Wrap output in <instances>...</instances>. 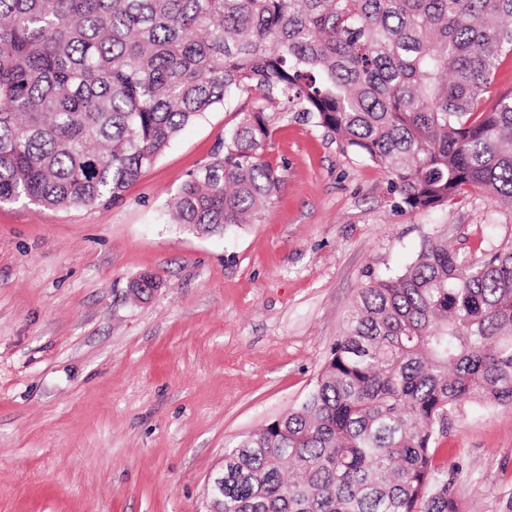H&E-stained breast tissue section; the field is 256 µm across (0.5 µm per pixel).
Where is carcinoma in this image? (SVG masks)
Returning a JSON list of instances; mask_svg holds the SVG:
<instances>
[{
  "mask_svg": "<svg viewBox=\"0 0 512 512\" xmlns=\"http://www.w3.org/2000/svg\"><path fill=\"white\" fill-rule=\"evenodd\" d=\"M508 54L512 0H0V203L115 201L188 123L251 95L171 223L260 220L285 105L412 211L512 202V94L488 101ZM472 403L512 408V243L469 261L430 240L363 288L301 406L224 450L211 509L458 512L435 444Z\"/></svg>",
  "mask_w": 512,
  "mask_h": 512,
  "instance_id": "1",
  "label": "carcinoma"
}]
</instances>
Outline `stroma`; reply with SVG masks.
Returning a JSON list of instances; mask_svg holds the SVG:
<instances>
[{
	"instance_id": "1",
	"label": "stroma",
	"mask_w": 512,
	"mask_h": 512,
	"mask_svg": "<svg viewBox=\"0 0 512 512\" xmlns=\"http://www.w3.org/2000/svg\"><path fill=\"white\" fill-rule=\"evenodd\" d=\"M251 106L216 105L116 202L0 204V512H209L225 448L303 403L371 276L435 236L470 260L512 242L506 205L412 211L294 112L273 115L285 181L259 222L169 223ZM144 273L161 286L131 300ZM436 446L460 512H512V413L467 405Z\"/></svg>"
}]
</instances>
